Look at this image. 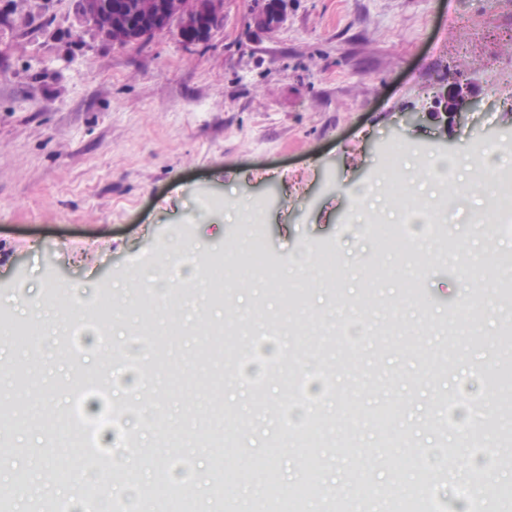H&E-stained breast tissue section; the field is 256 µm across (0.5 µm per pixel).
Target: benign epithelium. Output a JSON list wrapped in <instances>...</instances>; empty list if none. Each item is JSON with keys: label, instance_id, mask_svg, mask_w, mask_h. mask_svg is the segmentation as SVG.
Here are the masks:
<instances>
[{"label": "benign epithelium", "instance_id": "obj_1", "mask_svg": "<svg viewBox=\"0 0 512 512\" xmlns=\"http://www.w3.org/2000/svg\"><path fill=\"white\" fill-rule=\"evenodd\" d=\"M119 5V0H103L101 5L97 0H78L86 24L96 28L102 39L118 46L147 44L174 29L181 44L192 49L206 42L216 26L224 24V0H172L163 13L157 12V0H139L137 11L152 18V23L140 30V38L136 40L129 28L112 18V11ZM476 106L467 88L459 84L448 95L443 109L456 114L471 111Z\"/></svg>", "mask_w": 512, "mask_h": 512}]
</instances>
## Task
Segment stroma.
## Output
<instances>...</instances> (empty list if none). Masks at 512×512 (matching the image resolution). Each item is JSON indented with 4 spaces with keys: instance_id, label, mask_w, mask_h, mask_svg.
Returning a JSON list of instances; mask_svg holds the SVG:
<instances>
[{
    "instance_id": "1",
    "label": "stroma",
    "mask_w": 512,
    "mask_h": 512,
    "mask_svg": "<svg viewBox=\"0 0 512 512\" xmlns=\"http://www.w3.org/2000/svg\"><path fill=\"white\" fill-rule=\"evenodd\" d=\"M262 2L224 0L223 28L188 50L173 34L114 46L79 28L75 0H0V325L14 331L0 334V419L12 422L0 495L11 512L73 502L77 483L87 510L121 487L129 512H176L179 486L189 512L216 498L223 512L255 499L283 512L305 482L300 512L414 501L460 512L474 481L512 489L499 461L512 435V289L501 288L512 216L476 233L489 198L455 175L435 252L385 251L358 196L395 140L409 144L426 202L441 187L422 157L512 151V0H283L272 31L252 21ZM452 76L476 111H439ZM175 231L200 268L162 290ZM247 240L264 271L216 297L212 262L239 269ZM325 253L335 269L319 264ZM347 315L352 343L339 334ZM77 319L91 335L69 334ZM34 324L37 345L19 344ZM261 345L266 360L244 362ZM300 361L330 382L303 404ZM79 391L97 403L96 435L99 416L128 402L108 469L66 428ZM456 401L461 422L445 423ZM132 434L133 467L114 452Z\"/></svg>"
}]
</instances>
